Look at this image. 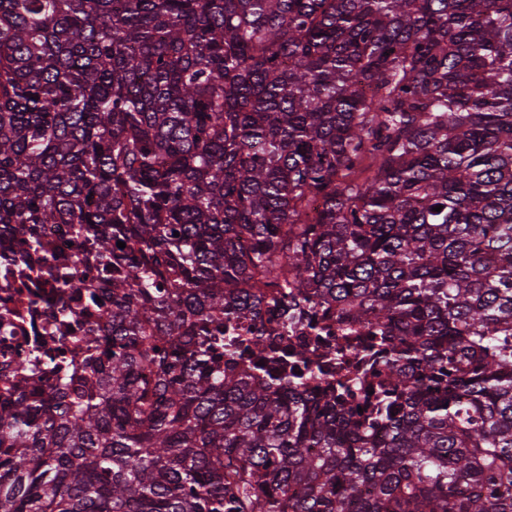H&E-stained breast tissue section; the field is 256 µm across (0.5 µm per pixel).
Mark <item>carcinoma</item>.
Here are the masks:
<instances>
[{"instance_id":"cac0c4a2","label":"carcinoma","mask_w":512,"mask_h":512,"mask_svg":"<svg viewBox=\"0 0 512 512\" xmlns=\"http://www.w3.org/2000/svg\"><path fill=\"white\" fill-rule=\"evenodd\" d=\"M46 224L100 286L36 270L83 351L0 387V512H512V0H0V243ZM278 295L384 385L224 336ZM72 242V246L68 245ZM42 251L47 257H71L74 255H85V246L81 239L72 233L66 224L54 225L48 224L42 236Z\"/></svg>"}]
</instances>
